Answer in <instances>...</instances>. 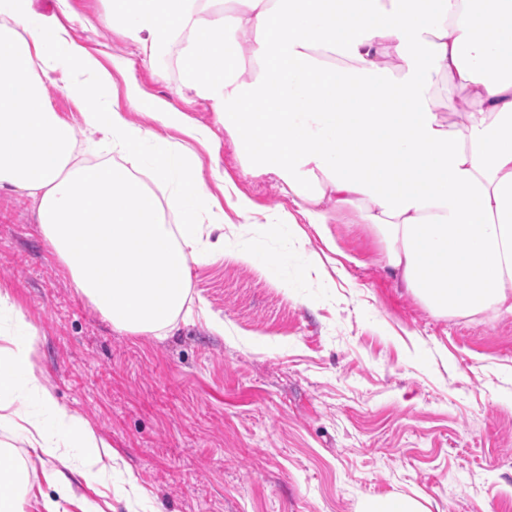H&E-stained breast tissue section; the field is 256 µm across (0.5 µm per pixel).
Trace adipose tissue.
<instances>
[{
	"label": "adipose tissue",
	"instance_id": "ef3b65f1",
	"mask_svg": "<svg viewBox=\"0 0 512 512\" xmlns=\"http://www.w3.org/2000/svg\"><path fill=\"white\" fill-rule=\"evenodd\" d=\"M106 20L142 61L180 45L182 86L211 101L243 174L271 177L302 203L299 217L266 218L277 257L210 237L197 221L210 207L198 156L111 110V74L64 25L48 26L32 0H0V195L31 200L76 294L113 330L160 337L198 319L223 334L192 296V264L227 253L289 286L302 224L336 247L328 201L357 210L391 275L432 313L512 312V0H112ZM239 31L255 44L245 79ZM60 68L85 129L121 164L75 163L73 127L47 94ZM440 78L464 92V124L438 112ZM127 100L188 140H211L136 86ZM160 189L178 197V223L166 222ZM3 314L13 328L0 333V422L35 454L80 449L94 484L110 444L42 387L31 326L1 289ZM68 465L49 476L42 512H105L75 494Z\"/></svg>",
	"mask_w": 512,
	"mask_h": 512
}]
</instances>
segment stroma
<instances>
[{"instance_id": "stroma-1", "label": "stroma", "mask_w": 512, "mask_h": 512, "mask_svg": "<svg viewBox=\"0 0 512 512\" xmlns=\"http://www.w3.org/2000/svg\"><path fill=\"white\" fill-rule=\"evenodd\" d=\"M34 6L100 59H128L112 74L113 110L160 131L130 110L133 82L143 99L212 130V146L194 148L213 196L200 223L222 215L227 240L278 252L266 223L238 215L236 197L268 214L298 207L273 180L244 176L210 101L180 92L179 49L142 63L105 22L106 0ZM228 181L236 195L222 192ZM326 208L340 265L307 273L325 249L309 226L290 288L228 256L192 265L193 290L224 333L194 321L156 337L115 332L48 254L31 201L0 196V290L33 327L37 373L118 453L91 487L73 467L76 494L124 487L112 512H363L380 497L429 512H512V314L430 313L389 276L384 245L357 212ZM0 445L33 489L49 492L55 458L36 457L6 426Z\"/></svg>"}]
</instances>
